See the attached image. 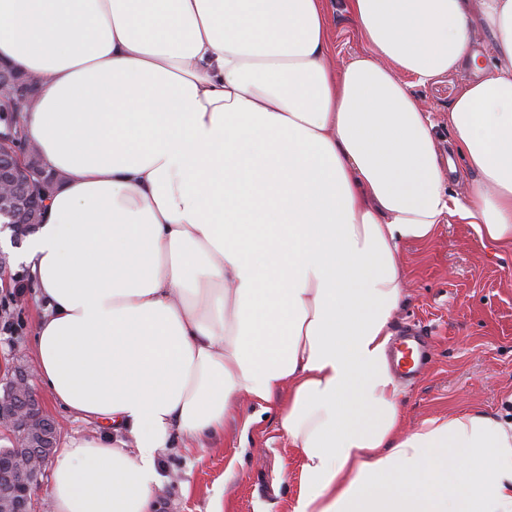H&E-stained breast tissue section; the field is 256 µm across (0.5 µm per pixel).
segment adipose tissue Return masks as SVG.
Here are the masks:
<instances>
[{
    "label": "adipose tissue",
    "instance_id": "1",
    "mask_svg": "<svg viewBox=\"0 0 512 512\" xmlns=\"http://www.w3.org/2000/svg\"><path fill=\"white\" fill-rule=\"evenodd\" d=\"M344 6L366 48L336 71L326 0H0V61L45 78L25 134L65 175L20 256L37 381L98 425L49 512H155L160 451L242 396L297 451L291 512H512V421L401 432L388 356L404 243L455 216L512 244V0ZM477 16L461 200L410 84L476 61Z\"/></svg>",
    "mask_w": 512,
    "mask_h": 512
}]
</instances>
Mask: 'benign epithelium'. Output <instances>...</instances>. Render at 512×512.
<instances>
[{
  "label": "benign epithelium",
  "instance_id": "1",
  "mask_svg": "<svg viewBox=\"0 0 512 512\" xmlns=\"http://www.w3.org/2000/svg\"><path fill=\"white\" fill-rule=\"evenodd\" d=\"M17 75V69L0 64V112L14 110L22 97L39 89L37 84L20 82ZM58 177L44 163L31 161L22 133L12 127L0 131V220L15 237L35 231L44 213L48 188ZM0 382V431L23 449L14 472L4 475L7 485L18 487L20 497L13 498L10 490H5L0 512H34L43 468L53 454V449L36 444L34 436L47 430L56 438L61 425L42 412L29 374L16 372L0 377Z\"/></svg>",
  "mask_w": 512,
  "mask_h": 512
}]
</instances>
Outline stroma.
Here are the masks:
<instances>
[{"mask_svg": "<svg viewBox=\"0 0 512 512\" xmlns=\"http://www.w3.org/2000/svg\"><path fill=\"white\" fill-rule=\"evenodd\" d=\"M334 67L363 52L365 42L341 0H330ZM470 67L441 75L411 91L433 124L441 155L451 157L452 194L465 196L476 172L452 148L448 107ZM404 299L392 320L393 333L423 331L425 347L419 375L402 381L404 429L423 419L481 411L512 417V245L482 241L474 225L456 218L426 242L405 245ZM8 284L0 285V304L22 293L10 328H0V371H34L33 336L41 302L24 266L14 264ZM165 477L157 495L158 512H290L299 489L298 454L278 427L277 412L264 413L241 446L238 423L222 435L203 439L192 450L166 449Z\"/></svg>", "mask_w": 512, "mask_h": 512, "instance_id": "obj_1", "label": "stroma"}]
</instances>
